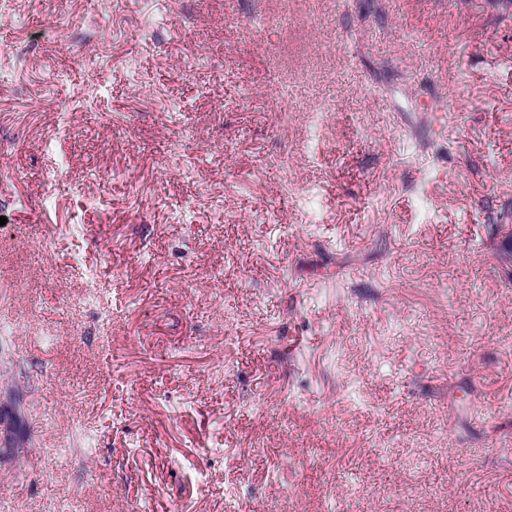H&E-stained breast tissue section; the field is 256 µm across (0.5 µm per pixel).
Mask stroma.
I'll use <instances>...</instances> for the list:
<instances>
[{
    "label": "stroma",
    "mask_w": 512,
    "mask_h": 512,
    "mask_svg": "<svg viewBox=\"0 0 512 512\" xmlns=\"http://www.w3.org/2000/svg\"><path fill=\"white\" fill-rule=\"evenodd\" d=\"M503 212L494 0H0V512H512Z\"/></svg>",
    "instance_id": "1"
}]
</instances>
